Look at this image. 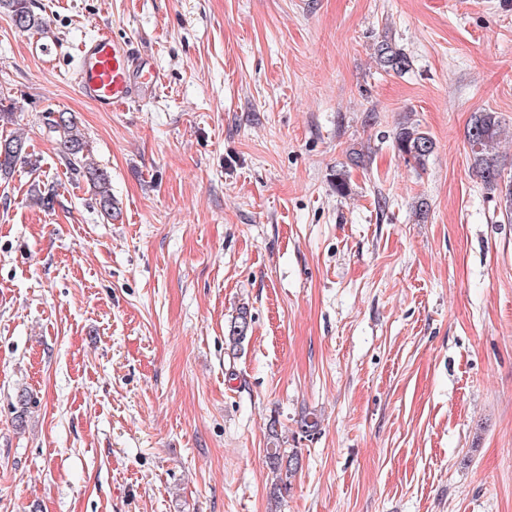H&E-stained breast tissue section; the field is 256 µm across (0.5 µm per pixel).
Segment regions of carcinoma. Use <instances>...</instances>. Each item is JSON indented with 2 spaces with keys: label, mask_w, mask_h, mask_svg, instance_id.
I'll list each match as a JSON object with an SVG mask.
<instances>
[{
  "label": "carcinoma",
  "mask_w": 512,
  "mask_h": 512,
  "mask_svg": "<svg viewBox=\"0 0 512 512\" xmlns=\"http://www.w3.org/2000/svg\"><path fill=\"white\" fill-rule=\"evenodd\" d=\"M2 9L8 12L13 25L21 31L34 29L41 24V18L30 8V0H0V10ZM375 58L380 67L387 72L401 74L410 67V59L403 49L387 39L377 43ZM48 125L57 134L66 167L71 173L81 175L87 180L101 216L108 221L111 220L117 214L116 202L112 197L111 175L92 161L86 141L79 133L73 118L63 115L60 120L54 119L48 122ZM502 134L503 128L497 113L483 111L473 115L466 131V140L470 147L473 168L488 189L499 191L506 217L511 219L512 182L502 180L496 153ZM2 143L18 148L16 152L5 155L0 153V178L7 179L13 175L17 165L27 161L28 152L26 140L20 135L0 137V144ZM393 148L398 155L421 168L434 152L435 142L419 125L406 122L396 130ZM251 322L252 317L248 308L239 307L237 314L230 320L225 334V341L230 350L234 351L241 346L250 331ZM267 435L269 448L266 449V458L273 474L272 496L276 500L288 489L299 458L296 451L282 448L277 422L269 424Z\"/></svg>",
  "instance_id": "obj_1"
}]
</instances>
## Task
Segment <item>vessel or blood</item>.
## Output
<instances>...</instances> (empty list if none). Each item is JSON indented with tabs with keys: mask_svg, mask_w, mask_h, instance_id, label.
I'll use <instances>...</instances> for the list:
<instances>
[{
	"mask_svg": "<svg viewBox=\"0 0 512 512\" xmlns=\"http://www.w3.org/2000/svg\"><path fill=\"white\" fill-rule=\"evenodd\" d=\"M74 76L79 93L102 112L154 98L164 82L158 68L106 31L81 43Z\"/></svg>",
	"mask_w": 512,
	"mask_h": 512,
	"instance_id": "vessel-or-blood-1",
	"label": "vessel or blood"
}]
</instances>
